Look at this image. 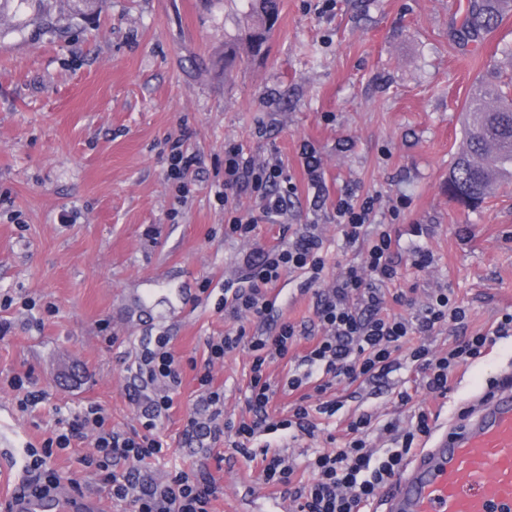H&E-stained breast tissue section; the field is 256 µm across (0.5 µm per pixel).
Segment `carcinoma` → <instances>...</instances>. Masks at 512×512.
Instances as JSON below:
<instances>
[{
  "label": "carcinoma",
  "mask_w": 512,
  "mask_h": 512,
  "mask_svg": "<svg viewBox=\"0 0 512 512\" xmlns=\"http://www.w3.org/2000/svg\"><path fill=\"white\" fill-rule=\"evenodd\" d=\"M512 0H472L464 19L467 33L477 37L493 31L500 6ZM256 23L246 34L248 51L267 50L279 15V0H249ZM466 147L448 171V194L466 207L488 198L496 184L512 181V94L489 82L471 98L467 112Z\"/></svg>",
  "instance_id": "obj_1"
}]
</instances>
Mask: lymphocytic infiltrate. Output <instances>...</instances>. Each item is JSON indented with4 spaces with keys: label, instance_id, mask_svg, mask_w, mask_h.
I'll return each mask as SVG.
<instances>
[{
    "label": "lymphocytic infiltrate",
    "instance_id": "lymphocytic-infiltrate-1",
    "mask_svg": "<svg viewBox=\"0 0 512 512\" xmlns=\"http://www.w3.org/2000/svg\"><path fill=\"white\" fill-rule=\"evenodd\" d=\"M224 190L249 192L263 212L283 215L296 187L281 162L257 161L239 145L228 143L224 146ZM376 202L373 195L359 201L349 194L339 198L334 212L346 242L358 241L364 226L373 223ZM404 262L422 270L430 266L432 256L426 251L401 254L396 238L383 229L371 239L361 266L348 268L332 287L322 289L318 283L326 255L319 236L306 230L287 245L265 251L260 262L249 263L247 287L220 299L218 308L231 326L224 335L208 340L204 361L177 357L168 335L151 337L138 354V383L128 390L136 406L137 425L113 428L108 410L97 403L60 420L41 447L29 449L26 477L17 495L46 496L58 489L62 477L51 468V458L57 453H77V447L88 440L93 449L77 454L78 461L97 476L113 501L132 505L133 512H213L212 503L224 488L208 469H179L163 479L155 478L150 470L152 460L169 451L158 424L173 408L183 373L190 368L199 397L188 413L185 433L210 456L223 461L224 439L232 437L234 452L256 465L265 484L284 487L294 512H362L430 436L432 423L426 410L415 412L404 428L393 422L379 423L372 413H359L347 422L342 443L317 450L303 467L284 452L254 450L253 443L259 435L278 431L292 441L315 438L317 416L336 413L335 401L325 397L334 383L374 382L404 363L421 374L429 393L447 395L458 368L479 359L496 337L512 334L511 312L503 314L492 331L465 334L467 312L443 288L432 292L411 317L387 313V301L408 302L404 292L389 297L383 291L397 280ZM295 271L305 272L307 285L318 288L315 324L284 320L267 330L269 292L284 275ZM247 318L252 319L254 331L246 330L243 321ZM444 326L456 330L457 336L448 350L433 352L427 340ZM298 345L304 348L299 360L303 370L288 379V390L298 399L287 415L279 417L271 409L277 388L266 369L273 361L287 358ZM241 347L252 355L250 382L244 392L250 417L236 422L224 417V389L216 385L213 369ZM314 394L320 397L315 405L310 402ZM379 428L389 434V447H372L370 436ZM301 468L306 469L307 478L298 477Z\"/></svg>",
    "mask_w": 512,
    "mask_h": 512
}]
</instances>
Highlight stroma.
<instances>
[{"label":"stroma","mask_w":512,"mask_h":512,"mask_svg":"<svg viewBox=\"0 0 512 512\" xmlns=\"http://www.w3.org/2000/svg\"><path fill=\"white\" fill-rule=\"evenodd\" d=\"M456 0H281L266 57L224 67V48L243 25L244 0H103L87 16L51 12L34 20L25 0L0 31V377L30 374L43 398L20 411L0 390V508L11 499L25 452L41 446L68 417L98 403L113 426L136 424L126 388L146 340L168 333L175 353L204 360L210 338L229 324L217 309L225 285L242 286L246 259L315 225L328 251L324 282L360 265L379 224L401 251L422 249L432 265H401L394 290L422 302L447 289L465 306L470 331L512 313V185L498 186L476 209L450 199L448 170L463 142L461 114L492 81L495 60L512 48V12L478 41H466ZM183 139L200 164L186 203L166 180L169 146ZM258 160H281L298 188L287 223L251 210L254 238L224 236V145ZM322 159L326 202L314 195L300 155ZM379 194L377 221L346 243L333 217L345 192ZM405 197L398 220L387 209ZM305 277L285 275L274 319L314 317ZM35 301L25 310L23 301ZM252 357L228 354L214 371L225 417L249 413L244 391ZM512 370V336L496 340L447 396H433L403 368L373 384L333 386L338 410L318 416L323 437L292 443L299 465L343 437L363 410L408 425L412 406L436 424L456 420L491 381ZM413 396L399 406L397 394ZM197 398L185 371L175 405L160 425L171 448L153 462L161 477L206 457L186 444V416ZM215 477L224 495L214 512H287L280 487L263 484L232 448Z\"/></svg>","instance_id":"stroma-1"}]
</instances>
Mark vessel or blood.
<instances>
[{
    "mask_svg": "<svg viewBox=\"0 0 512 512\" xmlns=\"http://www.w3.org/2000/svg\"><path fill=\"white\" fill-rule=\"evenodd\" d=\"M385 512H512V388L503 387L463 427L438 432L387 489ZM12 512H102L98 497L12 501Z\"/></svg>",
    "mask_w": 512,
    "mask_h": 512,
    "instance_id": "b4317fda",
    "label": "vessel or blood"
}]
</instances>
